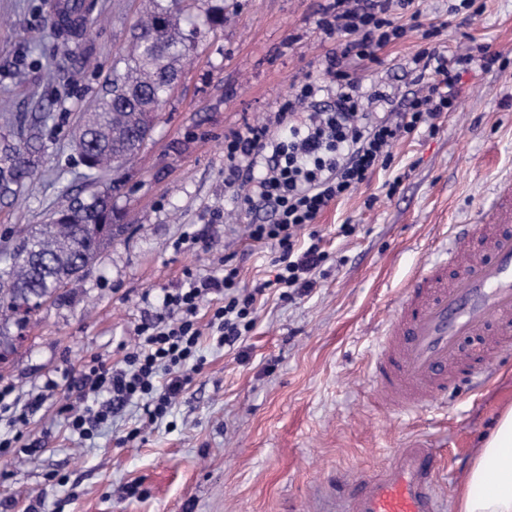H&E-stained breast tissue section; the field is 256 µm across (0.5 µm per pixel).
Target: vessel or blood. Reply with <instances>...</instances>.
<instances>
[{
  "mask_svg": "<svg viewBox=\"0 0 512 512\" xmlns=\"http://www.w3.org/2000/svg\"><path fill=\"white\" fill-rule=\"evenodd\" d=\"M459 265L449 280L450 265ZM467 336L484 339L469 359ZM512 357V177L501 180L473 224L451 228L448 245L418 267L398 314L383 332L372 368L382 404L403 413L445 403L459 381L485 383ZM438 452L420 444L399 449L386 468L332 484L336 512H442Z\"/></svg>",
  "mask_w": 512,
  "mask_h": 512,
  "instance_id": "vessel-or-blood-1",
  "label": "vessel or blood"
}]
</instances>
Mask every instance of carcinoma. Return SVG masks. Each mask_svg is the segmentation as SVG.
Wrapping results in <instances>:
<instances>
[{
	"instance_id": "1",
	"label": "carcinoma",
	"mask_w": 512,
	"mask_h": 512,
	"mask_svg": "<svg viewBox=\"0 0 512 512\" xmlns=\"http://www.w3.org/2000/svg\"><path fill=\"white\" fill-rule=\"evenodd\" d=\"M200 1L208 3L201 15L195 13ZM92 7L88 0H67L54 28L81 39ZM199 23L212 30L223 25L224 0H150L134 24L130 51L115 62L103 94L75 135L82 178L92 187L84 205L53 212L47 223L21 230L12 247L0 251V356L16 350L23 327L15 315L18 302L50 299L76 285L100 250L127 231V225L115 223L114 184L152 137L179 72L198 48L185 27ZM49 118L48 112L31 116L19 140L0 136V203L15 200L38 169L40 130Z\"/></svg>"
}]
</instances>
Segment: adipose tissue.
<instances>
[{"mask_svg": "<svg viewBox=\"0 0 512 512\" xmlns=\"http://www.w3.org/2000/svg\"><path fill=\"white\" fill-rule=\"evenodd\" d=\"M453 512H512V405L482 437L456 489Z\"/></svg>", "mask_w": 512, "mask_h": 512, "instance_id": "adipose-tissue-1", "label": "adipose tissue"}]
</instances>
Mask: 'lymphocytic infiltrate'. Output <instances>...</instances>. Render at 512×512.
Returning a JSON list of instances; mask_svg holds the SVG:
<instances>
[{
    "label": "lymphocytic infiltrate",
    "instance_id": "lymphocytic-infiltrate-1",
    "mask_svg": "<svg viewBox=\"0 0 512 512\" xmlns=\"http://www.w3.org/2000/svg\"><path fill=\"white\" fill-rule=\"evenodd\" d=\"M412 3L326 0L317 26L336 47L322 61L320 77L299 81L273 120L224 137V184L250 218L246 236L252 245L277 250L273 278L245 287L240 267L228 260L209 273H187L183 285L164 291L160 313L137 325L119 364L97 359L81 373L77 401L61 408L72 433L92 438L134 400L142 402L149 421L164 417L200 366L201 309H208L210 325L219 330L218 344L231 347L253 329L256 302L266 289L313 287L327 254L311 225L386 168L396 144L423 130L435 133L440 120L458 109L463 73H487L499 63L500 53L484 45L451 54L434 46L444 23ZM405 9L410 15L403 23L397 13ZM411 32L430 42L410 61L414 90L397 101L380 90L362 96L350 61H378L381 51ZM377 102L399 109L377 117L368 110Z\"/></svg>",
    "mask_w": 512,
    "mask_h": 512
}]
</instances>
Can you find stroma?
<instances>
[{"label": "stroma", "mask_w": 512, "mask_h": 512, "mask_svg": "<svg viewBox=\"0 0 512 512\" xmlns=\"http://www.w3.org/2000/svg\"><path fill=\"white\" fill-rule=\"evenodd\" d=\"M323 2L224 0L223 27L203 31L152 141L126 169L127 194L114 200L127 232L32 318L0 364V387L10 389L0 436L18 439L0 452V512H326L336 475L379 470L416 442L440 449L437 491L452 502L481 436L512 404V361L484 387L459 386L442 409L410 418L378 404L370 367L413 269L512 174V0H484L465 29L445 31L443 49L468 39L506 65L466 77L458 111L437 132L397 144L388 168L323 213L314 229L328 259L314 288L266 291L240 348L203 336L205 365L161 422L134 402L82 441L60 412L65 386L91 358L122 359L151 311L145 296L225 257L246 286L271 278L273 250L249 245V219L224 189V137L269 117L317 72L335 46L316 26ZM54 3L0 0V111L50 115L32 186L20 204L0 205V248L80 194L72 137L125 54L141 0H95L86 36L72 42L51 26ZM422 48L411 33L380 63L350 68L364 92L399 97L414 88L408 62ZM343 224L354 233L340 235ZM192 231L211 249L183 242ZM49 378L58 389H44ZM37 395L41 406L28 410ZM23 410L26 423H16Z\"/></svg>", "instance_id": "35a3bbf8"}]
</instances>
